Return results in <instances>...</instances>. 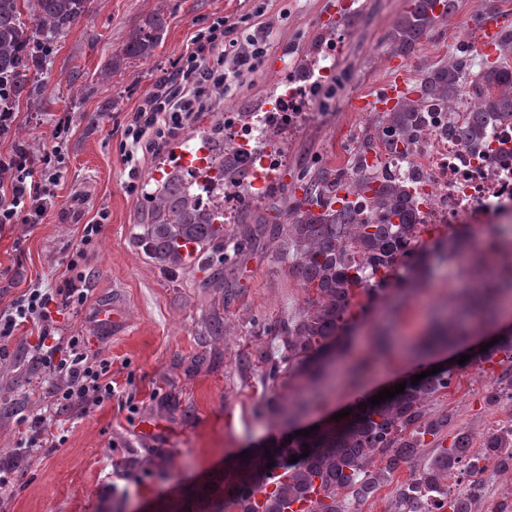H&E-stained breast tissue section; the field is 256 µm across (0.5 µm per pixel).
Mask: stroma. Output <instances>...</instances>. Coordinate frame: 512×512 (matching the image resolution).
<instances>
[{"label": "stroma", "mask_w": 512, "mask_h": 512, "mask_svg": "<svg viewBox=\"0 0 512 512\" xmlns=\"http://www.w3.org/2000/svg\"><path fill=\"white\" fill-rule=\"evenodd\" d=\"M409 0H95L92 12L62 37L38 78L42 98L21 104L16 129L0 140V155L21 146L34 181L44 158L58 177L49 186L53 205L36 224L0 228V311L27 288L60 287L73 260L83 224L106 215L96 242L77 269L91 288L78 309L54 317L61 336H81L90 355L112 363V397L90 409L58 408V377L37 360L38 331L19 330L0 355V461L22 456L10 476L0 512H132L180 484H200L242 452L326 422L437 364L455 370L446 393L431 408L454 419L473 446L500 427L512 410L487 405L485 393L506 376V363L456 368V353L405 360L392 347L421 341L434 314H447L460 288L450 267L436 264L425 292L409 295L367 315L349 339L345 359L371 366L357 382L331 380L317 393L296 378L275 350L290 319L301 316L313 293L292 277V250L268 234L243 244L225 239L212 256L223 260V287L206 285L196 260L168 269L141 247L139 221L144 186L176 161L180 139L140 159L130 178L123 151L125 126L155 80L174 69L190 40L215 19L238 22L263 12L275 25L273 47L250 83L225 98L224 107L199 113L193 129L225 120L226 105L262 112L283 92V78L299 73L305 56L339 46L332 72L315 100L313 115L278 140L282 162L259 198L228 214V227L256 225L277 214L275 189L299 188L322 168L345 167L372 113L352 100L380 93L395 63L416 82L426 65L458 48L479 57L476 36L493 17L512 29V0H459L413 55L398 58L387 34ZM159 12L166 32L153 55L129 61L109 78L101 72L122 48L129 30ZM124 309L126 323L99 320L104 307ZM224 333L212 336V318ZM43 415L44 446L19 450L25 418Z\"/></svg>", "instance_id": "obj_1"}]
</instances>
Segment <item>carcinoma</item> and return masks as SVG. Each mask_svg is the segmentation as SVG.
<instances>
[{
	"label": "carcinoma",
	"instance_id": "1",
	"mask_svg": "<svg viewBox=\"0 0 512 512\" xmlns=\"http://www.w3.org/2000/svg\"><path fill=\"white\" fill-rule=\"evenodd\" d=\"M456 7V0H411L389 33L395 50L412 55L420 39ZM90 12L91 0H0V113L16 112L22 102L38 96L37 70L49 61L59 39ZM165 31L160 14L146 17L130 31L105 75L125 59L150 57ZM468 88L475 102L453 118L448 134L476 144L484 140L490 123L512 120V29L501 31L494 62L477 69L463 52L426 67L413 86L415 97L377 113L374 128L390 134L384 146H400L407 154L410 137L425 123L426 113L438 104L458 108ZM204 139L216 178L243 189L246 169L237 165L234 148L224 142V124L212 126ZM378 141L377 135L364 133L349 164L311 176L302 197L292 193L282 201L284 223L272 226L292 247L288 273L315 292L308 310L280 337L283 360L292 373L312 383L320 363L345 348L358 320L377 301L420 287L434 259L468 257L466 276L476 284L457 300L463 314L484 316L512 292V268L489 264L466 237L454 233L420 240L417 213L424 199L406 179L368 166L366 154ZM202 192L193 174L172 168L162 182L144 191L148 208L141 239L154 259L172 268L186 261L178 241L195 242L201 265L211 270V282L221 285L224 265L209 261L204 249L229 232L224 204L203 203ZM352 196L363 199L366 209L355 208ZM412 250L410 272L416 279L396 270L397 258ZM371 278L378 287H371ZM462 326L457 319L436 324L431 343L448 340ZM499 355L512 363L511 335L498 338L475 362H491ZM453 377L449 370L432 374L377 405L366 401L308 436L274 441L200 487L175 490L162 503L163 512H350V505L373 497L381 480L403 466L409 476L395 490L398 512H473L477 494L468 488L449 494L448 478L476 469L482 461L498 473H512V426L488 433L478 454L471 451L468 434L448 435V413L432 412L428 405ZM295 456L299 461L294 463ZM271 484L274 491L258 503L256 493Z\"/></svg>",
	"mask_w": 512,
	"mask_h": 512
}]
</instances>
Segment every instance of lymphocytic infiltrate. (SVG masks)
I'll return each instance as SVG.
<instances>
[{
	"instance_id": "1",
	"label": "lymphocytic infiltrate",
	"mask_w": 512,
	"mask_h": 512,
	"mask_svg": "<svg viewBox=\"0 0 512 512\" xmlns=\"http://www.w3.org/2000/svg\"><path fill=\"white\" fill-rule=\"evenodd\" d=\"M272 30L259 23L255 33L239 25L216 19L198 32L175 69L157 79L141 104L128 118L126 137L129 153L153 154L188 126L197 113L210 110L233 87L257 71L270 48ZM0 172L6 194L0 195V224H35L46 212L51 198L37 185L28 183L26 152L0 157ZM90 289L84 275L65 278L57 291L31 288L0 313V341L15 336L25 325L39 328L38 346L46 367L62 378L57 394L64 405L74 400L99 404L112 394V364L89 357L79 336H53L50 306L83 305Z\"/></svg>"
}]
</instances>
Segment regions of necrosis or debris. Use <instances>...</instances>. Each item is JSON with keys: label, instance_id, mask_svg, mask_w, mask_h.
Segmentation results:
<instances>
[{"label": "necrosis or debris", "instance_id": "1", "mask_svg": "<svg viewBox=\"0 0 512 512\" xmlns=\"http://www.w3.org/2000/svg\"><path fill=\"white\" fill-rule=\"evenodd\" d=\"M335 52L334 45L326 46L322 53L324 62L315 75L285 78L286 93L268 108L264 126L229 117L228 140L240 147L243 165L261 174L260 180L252 185L253 191H260L264 178L273 176L281 156L270 147L263 153H253L252 141L258 140L265 129L288 135L301 122L311 99L330 73L328 61ZM449 118L448 108H434L429 122L416 133L409 158L372 153L367 161L383 170H418L425 197L420 223L467 226L473 229V240L478 243L482 240L477 231L479 225L512 224V122L494 123L486 141L474 147L449 138Z\"/></svg>", "mask_w": 512, "mask_h": 512}]
</instances>
